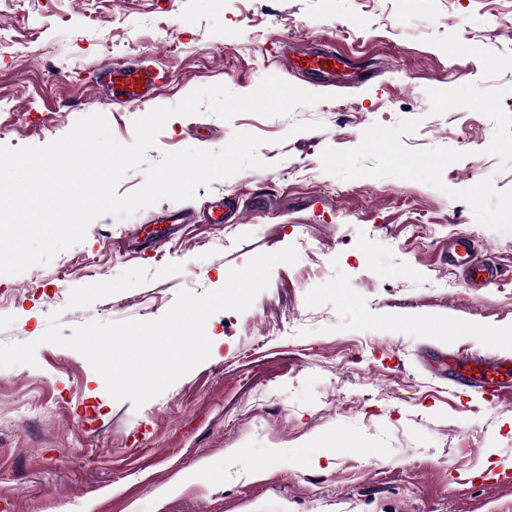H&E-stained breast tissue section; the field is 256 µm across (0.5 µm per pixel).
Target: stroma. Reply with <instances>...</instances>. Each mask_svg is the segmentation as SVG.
<instances>
[{"mask_svg":"<svg viewBox=\"0 0 512 512\" xmlns=\"http://www.w3.org/2000/svg\"><path fill=\"white\" fill-rule=\"evenodd\" d=\"M0 145L42 146L105 115L115 138L193 90L288 78L277 53L330 44L381 73L286 116L169 119L147 153L264 137V166L93 221L26 279L0 275V512H512V400L456 396L434 358L512 355V0H0ZM146 59L168 84L113 102L102 64ZM298 123L307 131L292 133ZM233 196L239 221L212 224ZM196 221L160 254L125 239L162 212ZM462 234L507 271L470 287L438 259ZM295 246L245 311L213 314L211 354L134 408L75 350L40 343L96 320L150 321L177 294ZM281 452L272 459L271 449ZM300 457L293 469L281 459Z\"/></svg>","mask_w":512,"mask_h":512,"instance_id":"1","label":"stroma"}]
</instances>
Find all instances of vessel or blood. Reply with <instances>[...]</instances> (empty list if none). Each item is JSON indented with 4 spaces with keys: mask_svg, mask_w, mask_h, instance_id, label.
Segmentation results:
<instances>
[{
    "mask_svg": "<svg viewBox=\"0 0 512 512\" xmlns=\"http://www.w3.org/2000/svg\"><path fill=\"white\" fill-rule=\"evenodd\" d=\"M347 64L345 56L336 50H314L289 59L287 70L323 86L329 76ZM164 80V74L143 60L107 64L100 69L101 83L109 88L113 100L117 102L142 101ZM444 258L451 265L465 268L470 282L484 288L497 287L505 277L503 269L483 255L471 239L465 237L451 240ZM445 378L453 390L481 394L491 403L512 399V357L460 354L452 358Z\"/></svg>",
    "mask_w": 512,
    "mask_h": 512,
    "instance_id": "1",
    "label": "vessel or blood"
}]
</instances>
